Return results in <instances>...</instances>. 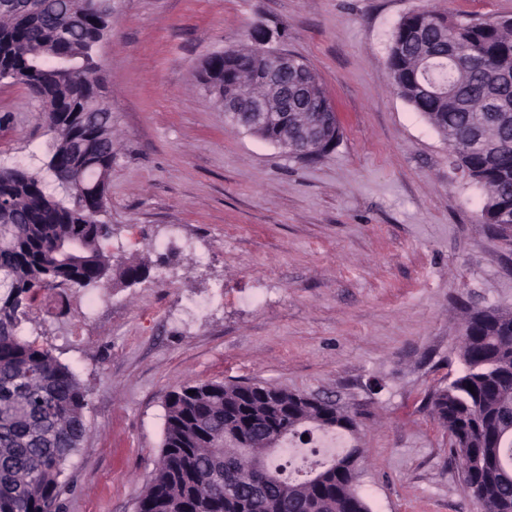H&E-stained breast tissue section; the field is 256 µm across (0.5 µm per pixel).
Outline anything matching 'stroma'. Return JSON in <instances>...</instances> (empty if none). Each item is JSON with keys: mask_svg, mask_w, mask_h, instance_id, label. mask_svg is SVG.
Masks as SVG:
<instances>
[{"mask_svg": "<svg viewBox=\"0 0 512 512\" xmlns=\"http://www.w3.org/2000/svg\"><path fill=\"white\" fill-rule=\"evenodd\" d=\"M96 48L115 161L101 222L140 281L43 288L18 328L85 387L88 433L66 461L61 512H137L168 395L263 383L355 413L358 494L371 512H480L426 403L461 370L467 311L512 312V248L483 189L392 89L402 17H512V0H112ZM319 74L341 137L289 157L225 124L198 82L255 25ZM51 136L26 85L0 80V168L42 172Z\"/></svg>", "mask_w": 512, "mask_h": 512, "instance_id": "obj_1", "label": "stroma"}]
</instances>
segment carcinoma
Here are the masks:
<instances>
[{
	"mask_svg": "<svg viewBox=\"0 0 512 512\" xmlns=\"http://www.w3.org/2000/svg\"><path fill=\"white\" fill-rule=\"evenodd\" d=\"M112 0H0V79L26 85L45 107L53 134L47 177L0 169V512H60L63 466L86 435L84 387L48 348L17 334L26 301L40 288L97 286L115 275L144 277V261L112 262L99 247L109 224L90 222L101 212L112 169V114L99 117L107 99L94 76L95 47L111 31ZM265 56L255 47L224 50L200 81L214 103L273 97L260 81ZM58 69L50 81L39 72ZM387 66L393 89L448 142L454 169L484 190L481 217L512 244V120L494 112L512 102V20L458 23L433 12H413L395 27ZM288 84L311 99L306 112L288 113V129L254 135L284 143L288 155L307 159L301 131L313 128L339 140L340 128L319 75L302 58ZM94 116L95 122L84 120ZM87 139L99 145L79 155ZM83 166V188H69L71 203L46 191L63 187L61 173ZM463 373L430 396L448 432L467 491L484 512H512V444L496 433L512 425V313L487 307L470 312L461 332ZM474 389H469V386ZM195 394L190 395L188 391ZM165 436L139 512H370L356 492L352 448L312 477L297 482L280 469L259 470L251 458L255 427L295 437L309 428L354 432V416L312 396L258 383L185 384L166 401Z\"/></svg>",
	"mask_w": 512,
	"mask_h": 512,
	"instance_id": "1",
	"label": "carcinoma"
}]
</instances>
